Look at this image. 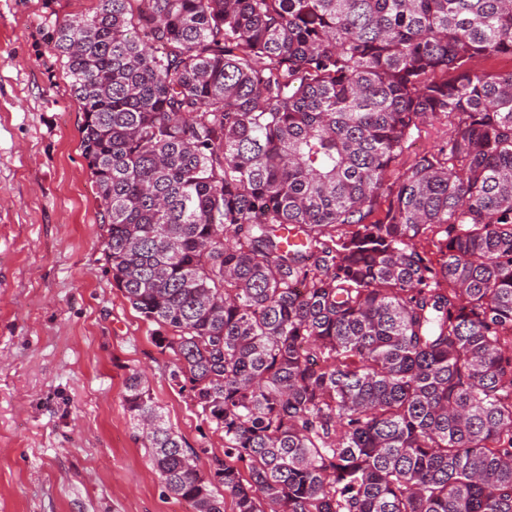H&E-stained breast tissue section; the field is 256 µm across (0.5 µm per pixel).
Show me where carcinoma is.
Wrapping results in <instances>:
<instances>
[{"mask_svg":"<svg viewBox=\"0 0 512 512\" xmlns=\"http://www.w3.org/2000/svg\"><path fill=\"white\" fill-rule=\"evenodd\" d=\"M54 48L113 284L224 433L200 475L131 372L165 489L512 512V0H97Z\"/></svg>","mask_w":512,"mask_h":512,"instance_id":"carcinoma-1","label":"carcinoma"}]
</instances>
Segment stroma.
<instances>
[{
  "instance_id": "1",
  "label": "stroma",
  "mask_w": 512,
  "mask_h": 512,
  "mask_svg": "<svg viewBox=\"0 0 512 512\" xmlns=\"http://www.w3.org/2000/svg\"><path fill=\"white\" fill-rule=\"evenodd\" d=\"M96 0H0V512H194L126 410L139 370L200 472L224 435L170 380L175 357L112 286L58 24Z\"/></svg>"
}]
</instances>
